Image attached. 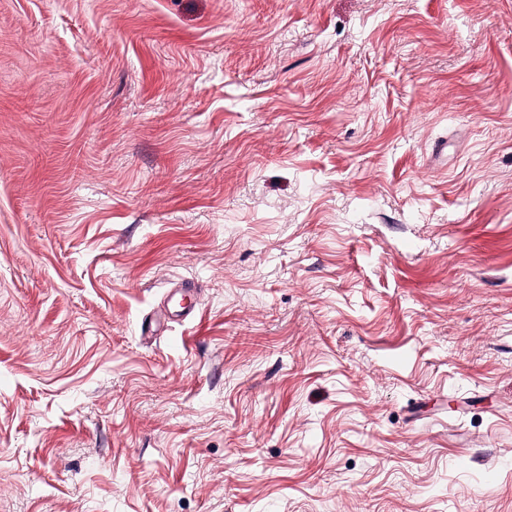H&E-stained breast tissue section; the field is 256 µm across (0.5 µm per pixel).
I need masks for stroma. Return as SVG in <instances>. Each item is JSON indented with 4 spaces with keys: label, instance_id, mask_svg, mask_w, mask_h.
<instances>
[{
    "label": "stroma",
    "instance_id": "obj_1",
    "mask_svg": "<svg viewBox=\"0 0 512 512\" xmlns=\"http://www.w3.org/2000/svg\"><path fill=\"white\" fill-rule=\"evenodd\" d=\"M0 512H512V0H0Z\"/></svg>",
    "mask_w": 512,
    "mask_h": 512
}]
</instances>
